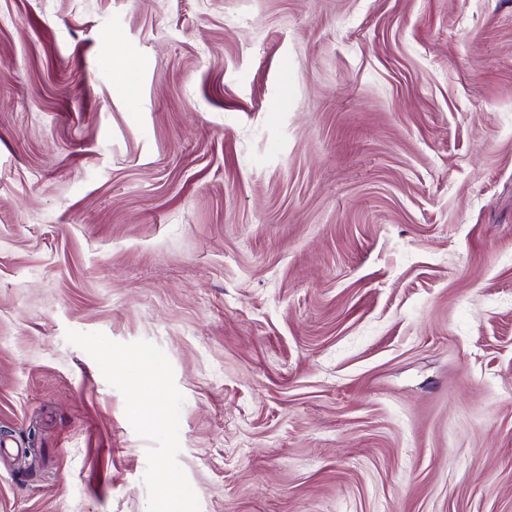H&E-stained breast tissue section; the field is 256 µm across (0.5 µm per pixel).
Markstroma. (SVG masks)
Masks as SVG:
<instances>
[{
  "mask_svg": "<svg viewBox=\"0 0 512 512\" xmlns=\"http://www.w3.org/2000/svg\"><path fill=\"white\" fill-rule=\"evenodd\" d=\"M163 470L512 512V0H0V512Z\"/></svg>",
  "mask_w": 512,
  "mask_h": 512,
  "instance_id": "1",
  "label": "stroma"
}]
</instances>
